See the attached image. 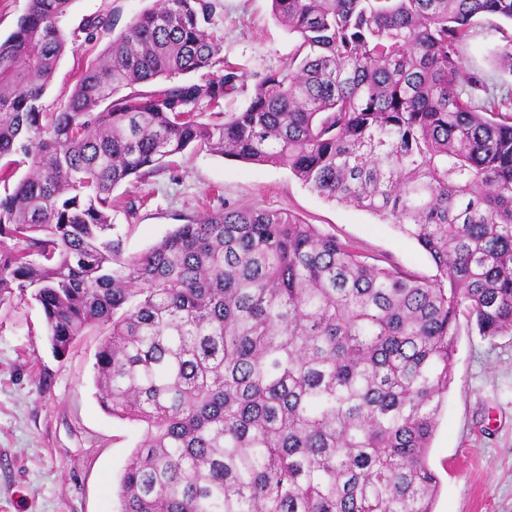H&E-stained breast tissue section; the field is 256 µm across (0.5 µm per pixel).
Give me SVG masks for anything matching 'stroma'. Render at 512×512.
Instances as JSON below:
<instances>
[{"label":"stroma","instance_id":"obj_1","mask_svg":"<svg viewBox=\"0 0 512 512\" xmlns=\"http://www.w3.org/2000/svg\"><path fill=\"white\" fill-rule=\"evenodd\" d=\"M214 3L212 28L247 75L279 67L298 42L273 16L271 0ZM153 4L74 0L66 26L100 14L124 24ZM104 47L100 41L65 52L43 98L46 111H57ZM112 197L113 222L129 255L203 210L253 205L288 210L382 263L436 274L427 254L394 225L323 198L278 166L192 151L170 168L124 182ZM133 202L139 208L131 218L126 209ZM101 340L99 330H89L67 357L56 358L33 300L16 296L0 305V512H115L119 478L140 430L97 401L94 354ZM428 463L440 478L434 512H512V335L490 341L461 324Z\"/></svg>","mask_w":512,"mask_h":512}]
</instances>
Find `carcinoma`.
I'll list each match as a JSON object with an SVG mask.
<instances>
[{"label":"carcinoma","mask_w":512,"mask_h":512,"mask_svg":"<svg viewBox=\"0 0 512 512\" xmlns=\"http://www.w3.org/2000/svg\"><path fill=\"white\" fill-rule=\"evenodd\" d=\"M72 3L28 0L0 40V304L30 295L59 359L104 332L97 400L141 429L118 512H433L459 318L512 334V101L478 98L468 59L476 20L512 22V0H271L299 44L228 115L245 75L209 30L212 0H157L117 34L95 16L69 37ZM105 35L43 111L66 50ZM495 62L512 76V38ZM190 148L382 217L437 275L250 206L125 255L112 191Z\"/></svg>","instance_id":"1"}]
</instances>
